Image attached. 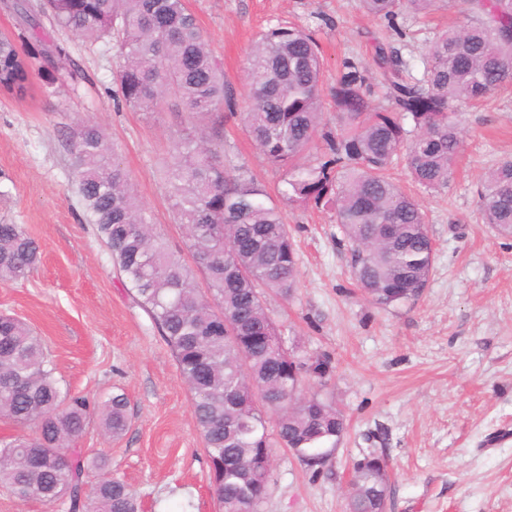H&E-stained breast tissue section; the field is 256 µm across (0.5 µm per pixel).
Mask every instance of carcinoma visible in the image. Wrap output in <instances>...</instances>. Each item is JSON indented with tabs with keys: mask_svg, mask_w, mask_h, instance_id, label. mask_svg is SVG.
<instances>
[{
	"mask_svg": "<svg viewBox=\"0 0 512 512\" xmlns=\"http://www.w3.org/2000/svg\"><path fill=\"white\" fill-rule=\"evenodd\" d=\"M366 13L392 21L427 12L438 0H360ZM469 19L439 34L419 79L389 44L375 48L391 111L367 97V76L354 60L336 80V109L347 118L337 136L323 134L330 157L295 167L321 125L323 62L313 35L277 25L254 41L247 59L250 105L244 127L273 165L286 169L288 201L331 205L351 243L354 281L381 308L418 297L432 267L433 244L416 198L387 171L403 159L425 191L448 186L461 150L456 104L479 101L512 86V0H462ZM56 22L87 39L115 40L123 58L119 92L125 104L156 112L177 92L194 121L236 99L208 50L185 0H44ZM29 67L14 42L0 39V91L22 93ZM413 121V130L402 120ZM72 166L87 218L173 352L188 386L210 467L219 512H260L270 476L253 473L262 451L288 448L299 457L335 445L344 414L322 394L335 366L327 355L288 347L265 298L284 299L298 284L296 244L263 186L224 166V141L206 134L177 144L167 190L186 229L194 270L154 231L105 130L81 122L73 134ZM486 223L512 233V159L483 177L478 191ZM39 246L19 224H0V284L27 277ZM248 359L242 370L241 356ZM0 418L33 431L0 441V486L20 500L37 499L68 512H139L130 487L110 474L104 455L89 457L75 442L91 421L110 438L130 424L128 400L101 402L62 390L43 340L21 319L0 314ZM384 456L356 461L350 512H383L388 477ZM98 478L88 481L91 473Z\"/></svg>",
	"mask_w": 512,
	"mask_h": 512,
	"instance_id": "obj_1",
	"label": "carcinoma"
}]
</instances>
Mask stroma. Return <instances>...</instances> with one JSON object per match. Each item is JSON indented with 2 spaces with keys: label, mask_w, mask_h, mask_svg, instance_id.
I'll return each instance as SVG.
<instances>
[{
  "label": "stroma",
  "mask_w": 512,
  "mask_h": 512,
  "mask_svg": "<svg viewBox=\"0 0 512 512\" xmlns=\"http://www.w3.org/2000/svg\"><path fill=\"white\" fill-rule=\"evenodd\" d=\"M224 79L236 113H220L224 163L242 168L281 208L299 249L290 299L268 295L281 333L301 350L329 355L326 391L347 430L321 468L274 451L271 494L261 512H346L356 460L388 462L386 512H512V237L485 224L477 190L484 172L512 157V87L458 119L465 146L449 185L416 191L434 255L427 288L415 300L380 308L350 268L333 209L284 198L286 173L267 163L246 133L245 77L252 41L265 29L312 32L324 59L321 127L342 122L332 92L345 60L366 71L374 106L387 107L373 61L376 42H397L421 77L436 34L460 24L459 6L403 14L396 29L368 16L358 0H187ZM30 66L27 89L0 92V224H19L41 249L28 277L0 285V312L42 337L62 387L104 400L125 392L131 421L117 439L91 424L77 440L87 455L137 494L141 512H218L191 394L169 347L128 288L89 224L70 162L79 122L100 124L152 224L184 263L193 258L174 218L165 166L175 140L200 134L179 96L160 111L118 102L116 43L82 38L40 12L37 0H0V35Z\"/></svg>",
  "instance_id": "stroma-1"
}]
</instances>
